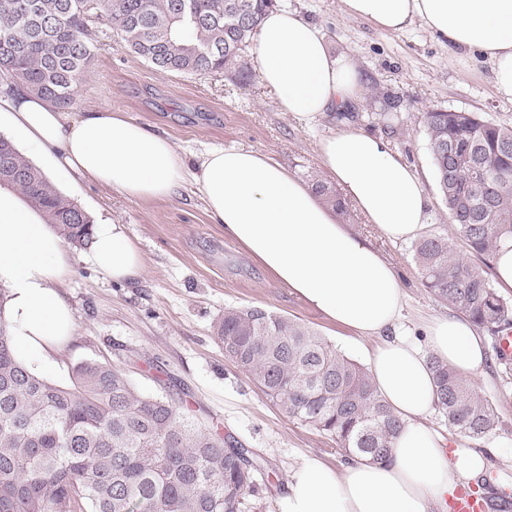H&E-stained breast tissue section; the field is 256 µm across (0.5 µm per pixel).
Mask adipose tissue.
I'll list each match as a JSON object with an SVG mask.
<instances>
[{
    "instance_id": "adipose-tissue-1",
    "label": "adipose tissue",
    "mask_w": 512,
    "mask_h": 512,
    "mask_svg": "<svg viewBox=\"0 0 512 512\" xmlns=\"http://www.w3.org/2000/svg\"><path fill=\"white\" fill-rule=\"evenodd\" d=\"M349 15L399 32L422 21L449 47L475 53L498 92L512 96V0H343ZM261 82L280 111L311 121L358 101L364 82L354 63L333 56L321 29L274 9L254 40ZM0 118L52 167L135 199L167 197L188 176L171 142L120 112L75 114L24 92L0 94ZM325 170L391 242L417 238L429 199L422 181L384 139L345 124L318 144ZM193 176L224 233L278 281L325 317L358 336L377 338L367 355L379 395L404 427L387 459H356L334 469L314 457L292 472L279 512H432L456 480L473 478L486 459L471 448L447 450L428 427L436 387L431 358L471 378L488 365L484 336L460 315L435 320L425 343L400 324L403 290L392 265L342 224L311 187L269 155L216 148ZM90 262L115 281L138 277L140 250L123 225L96 223ZM70 273L51 225L0 193V281L9 285L8 332L27 365H49L71 336L74 315L57 290Z\"/></svg>"
}]
</instances>
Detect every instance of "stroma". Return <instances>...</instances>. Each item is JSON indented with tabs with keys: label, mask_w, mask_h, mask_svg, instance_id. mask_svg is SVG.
Here are the masks:
<instances>
[{
	"label": "stroma",
	"mask_w": 512,
	"mask_h": 512,
	"mask_svg": "<svg viewBox=\"0 0 512 512\" xmlns=\"http://www.w3.org/2000/svg\"><path fill=\"white\" fill-rule=\"evenodd\" d=\"M278 6L317 24L333 54L349 58L375 97L310 122L278 109L259 78L239 85L224 75L172 74L135 57L107 25H96L93 61L74 88L78 111L123 112L166 136L189 166L213 148H246L270 155L300 179L321 171L320 140L350 123L390 142L420 176L431 206L425 232L452 236L432 168L423 114L443 109L476 112L512 124V97L497 92L489 65L438 42L421 23L387 33L346 13L343 0H278ZM48 179L93 220L125 225L144 267L135 279L115 282L98 272L84 249L67 247L71 273L61 293L71 307L74 332L58 353L50 379L65 383L74 365L94 360L121 370L143 393L173 395L181 413L230 435L262 468L248 498L251 512H277V498L302 458L338 468L349 460L323 432L288 417L251 377L224 355L214 323L231 307L258 306L301 320L358 364L374 342L332 323L266 271L224 234L206 210L198 185L185 181L165 198L138 200L85 180L48 171ZM348 226L374 245L401 279V321L414 335L448 315L424 287L412 246L379 236L359 212ZM499 418L484 439L450 429L439 413L429 426L450 447L487 451L485 473L473 484L512 499V368L491 361L472 381Z\"/></svg>",
	"instance_id": "1"
}]
</instances>
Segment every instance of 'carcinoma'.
I'll use <instances>...</instances> for the list:
<instances>
[{
	"label": "carcinoma",
	"instance_id": "obj_1",
	"mask_svg": "<svg viewBox=\"0 0 512 512\" xmlns=\"http://www.w3.org/2000/svg\"><path fill=\"white\" fill-rule=\"evenodd\" d=\"M276 0H0V78L9 88L76 106L74 85L93 54L89 26L108 20L130 51L162 72L222 73L248 84V52ZM439 192L468 252L493 254L512 238V125L475 112L423 113ZM315 193L347 214L334 186ZM0 187L22 195L43 223L75 248L92 242L91 217L0 135ZM425 287L439 302L494 334L512 326V301L453 242L413 245ZM0 288V512H245L258 469L248 450L141 393L97 361L56 383L17 357ZM224 355L288 417L370 461L385 459L400 420L370 373L306 324L259 307L227 308L214 325ZM435 409L448 426L481 440L498 419L490 401L432 358Z\"/></svg>",
	"mask_w": 512,
	"mask_h": 512
}]
</instances>
